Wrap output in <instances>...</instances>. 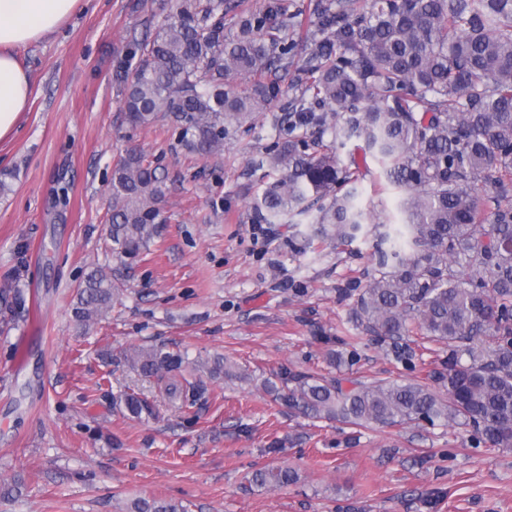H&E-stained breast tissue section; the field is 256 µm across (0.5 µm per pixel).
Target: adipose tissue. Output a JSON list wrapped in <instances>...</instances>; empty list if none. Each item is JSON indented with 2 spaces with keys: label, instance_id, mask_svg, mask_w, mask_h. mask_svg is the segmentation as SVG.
<instances>
[{
  "label": "adipose tissue",
  "instance_id": "adipose-tissue-1",
  "mask_svg": "<svg viewBox=\"0 0 512 512\" xmlns=\"http://www.w3.org/2000/svg\"><path fill=\"white\" fill-rule=\"evenodd\" d=\"M81 0H0V139L14 130L31 87L17 46L38 40L72 17Z\"/></svg>",
  "mask_w": 512,
  "mask_h": 512
}]
</instances>
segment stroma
<instances>
[{"instance_id": "obj_1", "label": "stroma", "mask_w": 512, "mask_h": 512, "mask_svg": "<svg viewBox=\"0 0 512 512\" xmlns=\"http://www.w3.org/2000/svg\"><path fill=\"white\" fill-rule=\"evenodd\" d=\"M170 11V0H88L15 50L32 89L0 140V288L30 302L0 320V485L22 483L20 495L0 498V512H129L137 499L190 512H512V449L474 446L468 427L356 428L267 394L264 381L285 371L427 383L448 348L410 334L409 370L357 326L373 236L310 244V216L291 227L256 223L267 171L254 162L289 97L231 132L218 154L187 152L168 120L130 129L116 69ZM131 147L165 179L162 235L112 311L86 326L73 315L76 290L91 267L112 262L109 182ZM335 150L361 162L358 205L400 223V193L362 140ZM347 336L357 339L356 361L335 366L329 353ZM162 344L189 357L162 379L140 380L119 361L120 351ZM196 357L226 358L251 378L210 377L194 369ZM183 380L200 384L194 404L164 392ZM127 386L158 418L115 408L113 393ZM280 464L297 470L295 484L250 483L253 470Z\"/></svg>"}]
</instances>
